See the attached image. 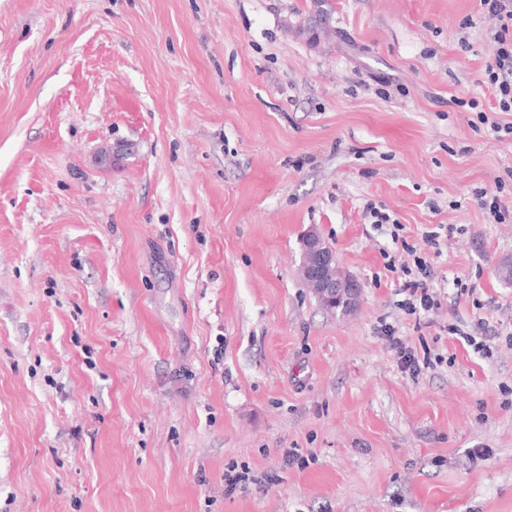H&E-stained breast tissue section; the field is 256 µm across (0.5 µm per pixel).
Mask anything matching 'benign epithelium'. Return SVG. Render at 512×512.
I'll return each mask as SVG.
<instances>
[{
    "instance_id": "7a95c632",
    "label": "benign epithelium",
    "mask_w": 512,
    "mask_h": 512,
    "mask_svg": "<svg viewBox=\"0 0 512 512\" xmlns=\"http://www.w3.org/2000/svg\"><path fill=\"white\" fill-rule=\"evenodd\" d=\"M303 251L304 272L311 277L322 300L338 307L355 306L360 296L361 284L351 275L338 280L331 274L336 266V255L316 231H309L303 238Z\"/></svg>"
}]
</instances>
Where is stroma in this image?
<instances>
[{
    "label": "stroma",
    "mask_w": 512,
    "mask_h": 512,
    "mask_svg": "<svg viewBox=\"0 0 512 512\" xmlns=\"http://www.w3.org/2000/svg\"><path fill=\"white\" fill-rule=\"evenodd\" d=\"M493 53L480 0H0V512H512ZM479 199V205L485 211H488L490 217H493L496 224H502L506 221L508 209L496 193L479 191L476 193ZM303 251L306 263L304 272L311 277L322 299L305 277L304 280L308 288H313L320 302L326 307L328 306L325 303L336 304L338 307H354L360 296L361 284L351 275L338 280L331 274L336 266V255L316 231H309L303 238ZM433 290L424 279L405 281L400 292L405 295V298L400 301V306L409 315L418 314L420 316L421 311L423 313L429 312L438 306L436 292ZM382 333L388 342L390 348L394 350L406 371L411 376H419L422 369L428 364L426 357L421 362L412 348L407 346L400 336H397V330L391 324H384Z\"/></svg>",
    "instance_id": "stroma-1"
}]
</instances>
